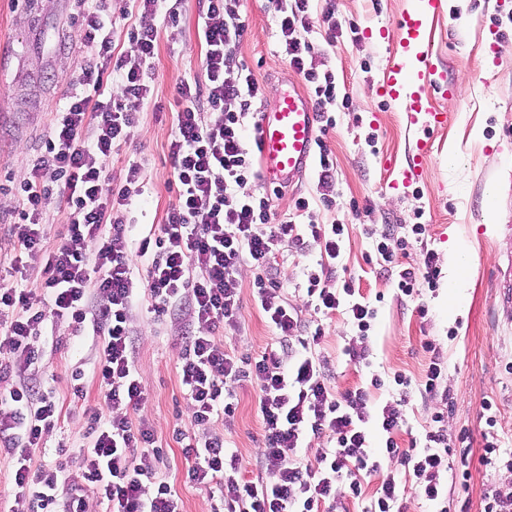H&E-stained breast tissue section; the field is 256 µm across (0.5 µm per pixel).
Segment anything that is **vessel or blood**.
Wrapping results in <instances>:
<instances>
[{"label": "vessel or blood", "instance_id": "b4317fda", "mask_svg": "<svg viewBox=\"0 0 512 512\" xmlns=\"http://www.w3.org/2000/svg\"><path fill=\"white\" fill-rule=\"evenodd\" d=\"M442 0H412L398 22L400 57L387 66L383 91L387 98L409 112L411 122L431 132L448 123L446 113L432 107L425 76L432 68L423 48V8L440 10ZM258 158L265 183L283 185L302 178L317 146V114L299 88L280 93L272 107L259 114Z\"/></svg>", "mask_w": 512, "mask_h": 512}]
</instances>
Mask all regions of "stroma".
<instances>
[{
  "mask_svg": "<svg viewBox=\"0 0 512 512\" xmlns=\"http://www.w3.org/2000/svg\"><path fill=\"white\" fill-rule=\"evenodd\" d=\"M336 4L339 36L327 42V25L320 15L328 2ZM439 18L427 21L424 47L432 54L436 73L430 94L434 106L448 115V124L434 133L419 176L402 183L405 165L420 126L381 94L387 62L397 47L396 21L407 0H314L317 16L310 38L316 64L336 74L339 95L336 126L324 140L336 159L335 202L318 207L321 223L348 225L336 261L339 276L354 278L365 298L376 300L377 318L366 346L372 361L364 367L350 362L344 348L355 330L345 314L322 315L304 308V316L321 322L325 338L319 348L332 369L330 384L342 393L368 387L373 375L400 372L420 384L429 356L423 338L436 341L447 360L446 381L452 402L448 435L471 434L469 456L470 512H481L485 489L512 482V471L485 466L483 400L498 408L496 429L504 448H512V303L503 285L512 279V54L500 44L512 42V0H448ZM199 0H185L178 25L151 18L159 31L153 73L160 93L144 103L127 138L112 156L110 174L122 178L129 163L145 167L144 192L130 206L136 235L162 223L174 200L168 190L173 166L168 142L170 109L184 82L204 80L205 49L197 35ZM82 8L78 0H0V264L13 255L4 230L15 205L13 188L29 172L31 156L39 152L60 101L69 94L75 76L89 59L80 46ZM248 28L238 56L254 72L263 92L253 110L271 106L279 91L304 87L301 73L285 56L267 0H247ZM424 225L421 242L411 243L400 258L403 268L418 267L433 251L440 269L453 253H463L465 286L461 312L448 313L449 283L440 277L422 301L400 297L397 276L381 274L368 263L379 235L399 227ZM320 247L302 250L281 246L275 273L284 294L302 306L308 274L319 271ZM240 328H227L226 347L242 358L263 351L273 331L258 309L251 283L254 270L242 267ZM429 308L420 317L418 303ZM137 333L135 365L149 397L145 414L164 451L160 473L173 484L183 512H213L210 488L185 483L186 460L173 431L190 424L188 401L181 384V330L157 321L139 302L133 312ZM63 339L45 353L46 384L56 388L63 404L60 423L46 437V460L59 444H83L84 412L98 407L97 386L90 372L96 355L91 339L71 336L67 324H53ZM83 370L85 395L71 394V373ZM238 407L223 432L243 458L263 445L257 414V381L236 384Z\"/></svg>",
  "mask_w": 512,
  "mask_h": 512,
  "instance_id": "1",
  "label": "stroma"
}]
</instances>
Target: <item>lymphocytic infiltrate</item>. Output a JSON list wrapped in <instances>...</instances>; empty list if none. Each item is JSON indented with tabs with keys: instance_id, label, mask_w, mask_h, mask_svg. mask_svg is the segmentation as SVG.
<instances>
[{
	"instance_id": "f902f5d3",
	"label": "lymphocytic infiltrate",
	"mask_w": 512,
	"mask_h": 512,
	"mask_svg": "<svg viewBox=\"0 0 512 512\" xmlns=\"http://www.w3.org/2000/svg\"><path fill=\"white\" fill-rule=\"evenodd\" d=\"M244 2L204 0L197 32L205 47V80L181 84L172 114L174 201L163 222L137 240L129 235L127 208L143 193L144 168L129 164L117 183L107 170L140 106L157 92L152 59L158 30L128 26L138 52L131 63L112 56L107 0H92L81 13L82 44L103 64L84 69L57 111L19 185L7 228L15 280L0 284V452L12 460L10 512H89L93 500L105 512H182L177 492L158 475L163 450L143 416L148 396L135 367L132 327V310L142 300L157 318L174 314L182 322L181 383L191 426L177 429L175 437L188 482L216 486L224 512H336L343 501L361 499V473L378 472L386 459L412 476L415 492L434 512H469V453L453 451L444 411L432 413L423 447L400 449L394 434L406 421L403 400L374 412L370 391L388 383L404 392L410 379L399 372L386 380L376 375L369 388L335 393L316 352L322 327H311L301 307L289 303L273 273L277 246L323 245L329 262L309 275L306 305L324 315L344 310L359 337H366L376 309L353 281H337L333 265L348 227L318 222L314 209L333 203L336 169L325 141L317 143L318 203L292 197L278 217L268 196L241 192L259 178L257 144L247 131L260 85L237 57L247 30ZM271 3L290 66L302 73L319 120L335 126L329 109L336 104V75L314 63L311 0ZM52 195L66 224L59 244L49 248L42 207ZM39 257L43 278L27 287L23 261ZM137 257L147 262L141 278ZM245 265L256 272L252 286L276 340L257 357L240 359L216 331L237 322ZM440 274L431 251L420 270H400L397 287L417 301L419 315L428 313L419 301L423 288H436ZM60 320L73 336L89 329L100 339L93 374L102 406L86 413L88 444L75 470L64 462L63 447L58 460L32 463L60 418L57 391L41 379L47 327ZM248 377L260 383L264 432L249 469L213 428L220 418H233V386ZM372 420L386 435L375 454L365 430ZM200 427L206 435H197ZM321 437L328 447L312 460L299 459L300 448Z\"/></svg>"
}]
</instances>
